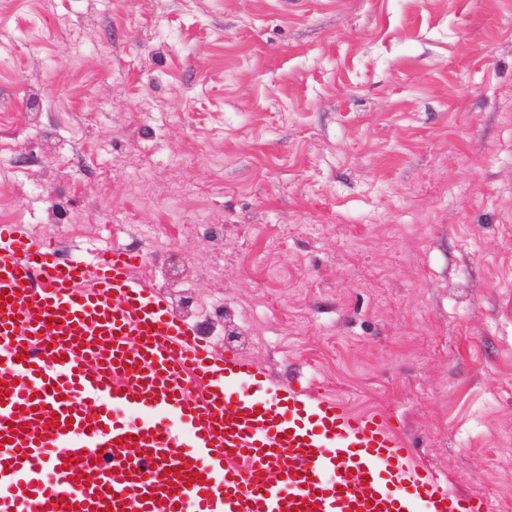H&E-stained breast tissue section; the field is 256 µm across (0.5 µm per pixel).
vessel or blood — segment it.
<instances>
[{
    "label": "vessel or blood",
    "instance_id": "b4317fda",
    "mask_svg": "<svg viewBox=\"0 0 512 512\" xmlns=\"http://www.w3.org/2000/svg\"><path fill=\"white\" fill-rule=\"evenodd\" d=\"M63 251L0 224V512H490L379 415L215 351L139 252Z\"/></svg>",
    "mask_w": 512,
    "mask_h": 512
}]
</instances>
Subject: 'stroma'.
Listing matches in <instances>:
<instances>
[{"label":"stroma","instance_id":"1","mask_svg":"<svg viewBox=\"0 0 512 512\" xmlns=\"http://www.w3.org/2000/svg\"><path fill=\"white\" fill-rule=\"evenodd\" d=\"M13 222L512 512V0H0Z\"/></svg>","mask_w":512,"mask_h":512}]
</instances>
